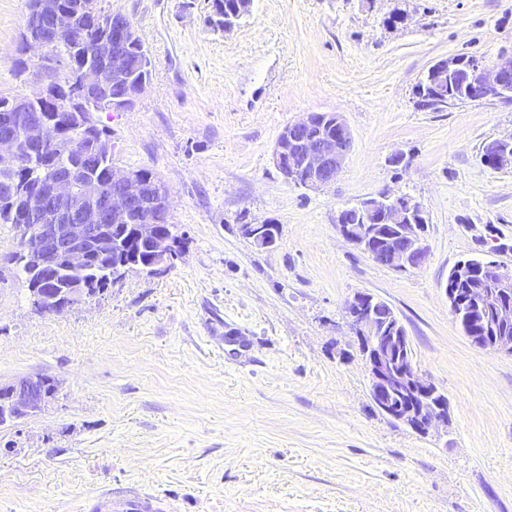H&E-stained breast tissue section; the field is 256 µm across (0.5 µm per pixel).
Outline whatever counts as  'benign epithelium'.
I'll use <instances>...</instances> for the list:
<instances>
[{"label":"benign epithelium","mask_w":512,"mask_h":512,"mask_svg":"<svg viewBox=\"0 0 512 512\" xmlns=\"http://www.w3.org/2000/svg\"><path fill=\"white\" fill-rule=\"evenodd\" d=\"M72 17L59 0H35L26 22L23 44L38 51L37 59L45 57L49 30L70 29ZM138 36L133 20L126 14L112 16V34L101 36L94 44V54L105 64L103 69L87 68L81 85L65 91L53 100L54 110L64 112L71 121L93 128L91 109H79L76 102L103 88L109 72H120L126 66L125 47ZM39 91L18 103L23 111L22 137L34 150L56 146L66 140L65 126L47 118L41 112H27L30 103L48 95L50 72L44 67L31 71ZM431 101L440 94L446 76H458L470 101L497 99L512 88V55H503L492 66L479 63L462 66L441 59L429 68ZM353 145L351 129L342 114L308 112L287 124L275 143L273 162L282 177L310 190H321L335 182ZM23 165L12 126L0 134V169L17 170ZM109 191L98 179L80 166L57 170L46 184L22 186L14 193L25 200L21 212L23 248L18 250L21 261L33 267L34 273L48 279L50 273L63 266L77 272L89 265L97 255L113 246L110 233L116 229H131V240L144 247L153 260L152 271L166 270L181 253L183 244L163 224L168 216V188L138 172L121 166L112 167ZM383 211L388 223L400 225L412 240L389 250L399 258L397 269L406 270L420 265L427 246L422 230L425 219L419 205L403 196L383 194L364 201L357 209V224H342L344 237L366 253H373L374 244L368 232L372 217ZM140 216L139 223L128 222ZM35 226L34 237H28V225ZM487 287L479 289L484 300L493 303L497 322H512V304L495 297L512 293V268L496 260H482ZM141 267L134 259L121 261L112 267V284H117L131 271ZM33 307L44 312L59 313L80 304L90 296L87 281L76 282L65 296L43 288L31 289ZM356 334L358 348L370 375V394L376 406L387 416L419 434L448 425V402L435 399L436 386L413 363L396 362L406 346V337L398 323H393L383 336L376 325L372 300L357 294L346 303ZM478 348L489 346L512 356V336L490 339L479 333L469 336ZM58 389V382L41 373L0 381V394L6 404L0 405V423L14 424L39 414L49 404Z\"/></svg>","instance_id":"7a95c632"}]
</instances>
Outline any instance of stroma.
<instances>
[{
	"label": "stroma",
	"mask_w": 512,
	"mask_h": 512,
	"mask_svg": "<svg viewBox=\"0 0 512 512\" xmlns=\"http://www.w3.org/2000/svg\"><path fill=\"white\" fill-rule=\"evenodd\" d=\"M27 0H0V92L20 71ZM133 20L152 76L133 109L99 112L117 165L169 189L184 252L56 314L0 281V379L45 373L41 414L0 426V512H81L133 488L176 512H512V356L473 346L449 270L512 266V169L481 161L512 135V101L420 106L437 60L512 53V0H254L231 31L211 0H103ZM342 113L353 147L309 190L273 163L280 131ZM404 165H393V156ZM382 193L425 214L427 256L398 271L340 232ZM280 228L258 247L245 224ZM368 293L403 324L448 398L447 429L382 414L346 303Z\"/></svg>",
	"instance_id": "35a3bbf8"
}]
</instances>
